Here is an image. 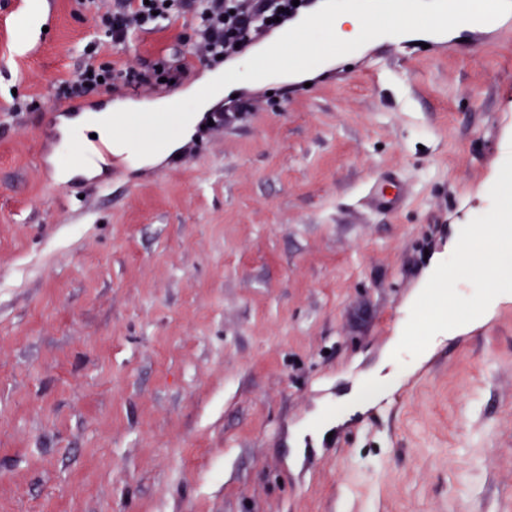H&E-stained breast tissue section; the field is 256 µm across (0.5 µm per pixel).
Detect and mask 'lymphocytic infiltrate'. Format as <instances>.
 Instances as JSON below:
<instances>
[{"mask_svg": "<svg viewBox=\"0 0 512 512\" xmlns=\"http://www.w3.org/2000/svg\"><path fill=\"white\" fill-rule=\"evenodd\" d=\"M227 0H78L82 11L91 13L99 33L98 46L85 51L79 72L61 81L57 99L73 101L96 95L116 85L157 88L161 80H180L188 55L199 60L229 59L238 50L255 46L267 34L280 30L299 10H310L314 0H240L237 10L226 7ZM193 14V45L161 59L154 74L138 73L98 61L99 48H122L138 32H152L184 14Z\"/></svg>", "mask_w": 512, "mask_h": 512, "instance_id": "f902f5d3", "label": "lymphocytic infiltrate"}]
</instances>
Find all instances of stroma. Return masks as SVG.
Segmentation results:
<instances>
[{
	"label": "stroma",
	"instance_id": "obj_1",
	"mask_svg": "<svg viewBox=\"0 0 512 512\" xmlns=\"http://www.w3.org/2000/svg\"><path fill=\"white\" fill-rule=\"evenodd\" d=\"M95 32L76 0H0V512H512V298L437 340L332 437L294 432L382 361L456 225L512 153V28L310 85L233 84L177 153L55 183L60 103ZM192 21L138 34L152 70ZM28 104L12 111L13 102ZM395 212L367 189L388 176ZM369 200L375 209L391 211L403 205L405 195L397 179L389 176L382 183L371 187Z\"/></svg>",
	"mask_w": 512,
	"mask_h": 512
}]
</instances>
